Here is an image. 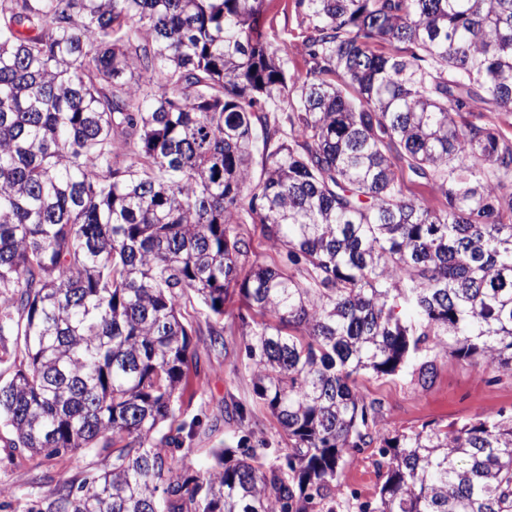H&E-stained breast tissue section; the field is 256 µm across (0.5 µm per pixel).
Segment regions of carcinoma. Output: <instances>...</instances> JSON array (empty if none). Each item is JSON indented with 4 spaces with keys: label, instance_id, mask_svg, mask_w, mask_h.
Here are the masks:
<instances>
[{
    "label": "carcinoma",
    "instance_id": "carcinoma-1",
    "mask_svg": "<svg viewBox=\"0 0 512 512\" xmlns=\"http://www.w3.org/2000/svg\"><path fill=\"white\" fill-rule=\"evenodd\" d=\"M263 4L0 0V426L112 454L37 512H512V412L389 437L356 386H426L448 354L512 377V136L481 124L512 112V0H296L303 78ZM248 222L303 279L249 260ZM235 297L288 447L198 469L177 452L200 421L164 424L189 309L221 351ZM374 444L353 511L339 477Z\"/></svg>",
    "mask_w": 512,
    "mask_h": 512
}]
</instances>
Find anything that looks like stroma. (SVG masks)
Wrapping results in <instances>:
<instances>
[{"label":"stroma","mask_w":512,"mask_h":512,"mask_svg":"<svg viewBox=\"0 0 512 512\" xmlns=\"http://www.w3.org/2000/svg\"><path fill=\"white\" fill-rule=\"evenodd\" d=\"M263 9L266 41L287 47L289 74H305L307 62L302 40L307 23L297 12L295 0H265ZM213 323V315L204 306H197L194 326L198 369L179 402L181 419L187 421L198 416L203 420L202 428L183 445L189 461L198 467L208 464L211 449L235 447L241 431L224 412L225 406L232 403L242 404L250 411L259 436L269 441L271 447L282 445L275 418L253 394L238 320L225 315V350L220 354L207 350ZM436 368L434 382L426 387L402 375L359 378L357 386L361 394L380 400L384 406L379 424L382 433L392 434L430 423L445 425L473 420L486 412L512 409V378L495 377L493 372L470 361L449 356L438 358ZM11 438L8 429L0 428V488L11 491L8 505L1 507L0 512H29L53 489L52 479L57 473H66L79 481L111 463L110 458L92 453L49 459L10 447ZM373 461L372 449L356 455L339 480L338 498H347L354 492L367 499L377 492L381 480Z\"/></svg>","instance_id":"35a3bbf8"}]
</instances>
